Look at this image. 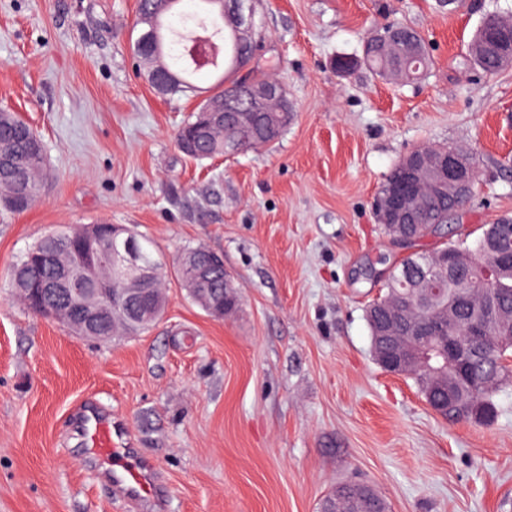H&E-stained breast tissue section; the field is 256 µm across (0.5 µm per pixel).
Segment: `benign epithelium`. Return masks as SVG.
I'll list each match as a JSON object with an SVG mask.
<instances>
[{"label":"benign epithelium","instance_id":"7a95c632","mask_svg":"<svg viewBox=\"0 0 512 512\" xmlns=\"http://www.w3.org/2000/svg\"><path fill=\"white\" fill-rule=\"evenodd\" d=\"M219 16L233 27L239 41L252 36L253 13L242 0H221ZM202 69L210 67L217 49L206 42L194 39L181 46ZM253 62L238 59L236 71L225 74L224 87L234 92L224 95L221 102L205 106L202 126L218 123L224 128L247 127L261 138H273L277 131L270 126L258 125L261 115L259 104L281 95L279 86L257 88L250 84L243 71ZM177 76L164 66L152 75L156 90H164ZM398 182L378 196L375 212L395 238L404 243L412 242L410 225L423 217L420 189L435 184L447 190L448 214L459 210L472 196L477 172L465 161V155L454 147L448 149L422 147L414 150L398 170ZM81 233L76 241L75 258L53 253L42 256L50 268L43 280L19 289L28 308L45 318L68 322L80 335L107 341L118 330L128 327V321L151 324L161 316L156 307V286L161 279L160 268L143 265L135 236L123 224H87L71 228ZM491 236L497 248V257L491 263L477 266L462 252L453 249L443 255L435 265L421 264L391 274L413 294L430 296L440 291L450 278L470 283L489 282L512 271V224H495ZM192 276L193 298L206 305L218 290L219 270L224 268V258L216 252L201 249L188 261ZM456 307L448 305L434 313L418 316L410 308L389 304L378 335L384 342L395 346L393 358L386 362L392 372L414 370L419 365L417 341L439 336V350L446 364L458 371L470 368L471 353L486 339V324L497 320L500 308L489 303L469 322L463 340L446 338L448 327L455 321Z\"/></svg>","mask_w":512,"mask_h":512}]
</instances>
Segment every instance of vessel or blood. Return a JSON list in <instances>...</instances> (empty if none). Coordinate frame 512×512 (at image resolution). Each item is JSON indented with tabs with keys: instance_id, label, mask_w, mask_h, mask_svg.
Segmentation results:
<instances>
[{
	"instance_id": "vessel-or-blood-1",
	"label": "vessel or blood",
	"mask_w": 512,
	"mask_h": 512,
	"mask_svg": "<svg viewBox=\"0 0 512 512\" xmlns=\"http://www.w3.org/2000/svg\"><path fill=\"white\" fill-rule=\"evenodd\" d=\"M81 437L100 468L111 473L114 486L125 498L138 503L155 498L157 481L153 466L131 460L111 421L96 413L88 414L81 427Z\"/></svg>"
}]
</instances>
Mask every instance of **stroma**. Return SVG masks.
Segmentation results:
<instances>
[{
    "instance_id": "obj_1",
    "label": "stroma",
    "mask_w": 512,
    "mask_h": 512,
    "mask_svg": "<svg viewBox=\"0 0 512 512\" xmlns=\"http://www.w3.org/2000/svg\"><path fill=\"white\" fill-rule=\"evenodd\" d=\"M258 75L291 115L270 146L196 162L176 133L216 82L158 93L133 53L137 0H0V107L45 144V192L0 211V512H131L73 433L95 397L153 461L160 512H319L337 483L370 482L390 512H512V383L495 419L452 422L383 369L365 319L410 252L473 244L512 216V67L467 62L486 12L512 0H255ZM421 32L431 63L405 83L361 57L377 29ZM419 146L473 155L472 197L442 237L393 240L373 204ZM101 220L146 234L166 310L108 344L29 311L11 286L46 232ZM222 254L241 305L215 318L175 275L182 250Z\"/></svg>"
}]
</instances>
